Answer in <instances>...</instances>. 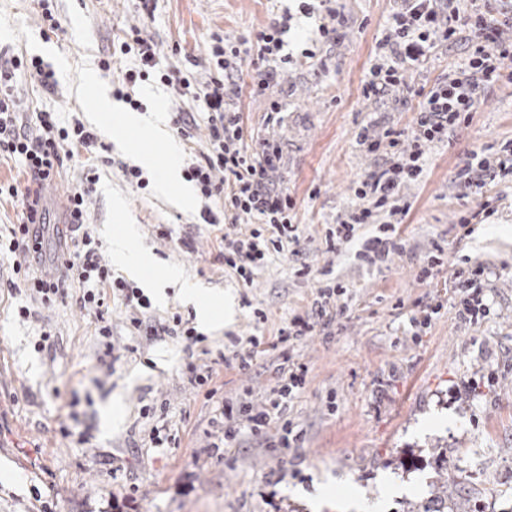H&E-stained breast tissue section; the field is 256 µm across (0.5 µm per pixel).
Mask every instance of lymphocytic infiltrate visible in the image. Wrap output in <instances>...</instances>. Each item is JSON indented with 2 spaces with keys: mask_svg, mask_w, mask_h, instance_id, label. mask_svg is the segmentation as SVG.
Listing matches in <instances>:
<instances>
[{
  "mask_svg": "<svg viewBox=\"0 0 512 512\" xmlns=\"http://www.w3.org/2000/svg\"><path fill=\"white\" fill-rule=\"evenodd\" d=\"M512 28V0H402L393 14L387 33L377 41L374 61L363 84L365 97H382L404 82L407 70L422 67L441 43L453 42L468 32L472 51L461 67L430 85L423 93L413 124L406 129H389L384 139L361 133L360 142L368 151H385L386 161L359 182L355 195L361 206L336 223L331 236L337 245L353 241L363 225L373 222L381 210L393 216H406L408 203L397 194L400 184L418 179L426 164L429 145L447 140L466 114L475 111L486 88L502 76L504 59L512 58V44L502 42L503 29ZM287 24L259 31L253 41L238 43L215 38L208 53V74L199 78L193 69L161 68L155 45L144 38V30L129 26L119 45L121 54L135 55L138 69L126 72L123 88H130L150 76L172 86L179 95L191 97L206 116L201 159L185 172L205 198L222 197L224 213L233 222L223 236L221 256L226 267L236 272L244 284H252L253 270L271 256L284 253L297 242L291 212L295 201L287 189L275 187L269 174L281 159V149L273 140H263L258 150L248 151L245 132L236 100L240 92L239 75L252 57L264 61L257 73V92L267 95L279 83L276 67L283 49ZM10 72L0 71V158L19 161L23 183L7 185L6 193L20 199L22 215L11 230L9 250L17 260L15 271H22L26 259H39L41 230L45 216L41 202L44 188L63 177L68 161L86 156L89 165L82 184L71 187L68 196L70 243L55 257V272L25 278L31 295L51 305L66 299L65 283L77 279L83 291L76 299L79 307L96 319L99 336L112 333L106 318L109 299H117L134 310L132 327L149 336L166 334L195 345L198 337L189 320L174 315L164 326L156 327L145 319L150 302L140 288L115 276L103 263L86 230L87 195L96 180V135L80 121L59 126L53 113H37L35 121L25 120L18 110L10 85ZM512 173V147L500 156L488 158L472 154L458 176L479 188L497 176ZM456 307L461 320L475 322L486 316L489 306L484 271L461 267L455 273ZM307 369L289 365L279 377L272 396L263 406L242 400L224 409V445L233 447L242 431L267 438L270 446L288 448L299 443L301 431L295 429L285 411L306 382Z\"/></svg>",
  "mask_w": 512,
  "mask_h": 512,
  "instance_id": "obj_1",
  "label": "lymphocytic infiltrate"
}]
</instances>
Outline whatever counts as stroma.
Wrapping results in <instances>:
<instances>
[{
	"label": "stroma",
	"mask_w": 512,
	"mask_h": 512,
	"mask_svg": "<svg viewBox=\"0 0 512 512\" xmlns=\"http://www.w3.org/2000/svg\"><path fill=\"white\" fill-rule=\"evenodd\" d=\"M149 18L138 19L131 0H49L60 23L45 33L36 0H0V65L15 55L51 65L57 87L47 90L23 71L11 85L25 112L54 113L60 125L79 119L106 147L99 179L88 197V231L104 260H111L108 231L136 225L132 248L151 249L160 264L209 292L232 296L236 315L217 330H204L202 345L187 348L175 336L137 335L130 311L111 304L110 338L98 336L93 315L79 308L82 291L72 281L66 300L46 307L26 292H0V512H337L315 510L318 488L342 498L359 487L378 493L381 477L403 486L382 512H409L432 500L447 479L452 499L487 512H512V174L480 192L464 186L458 170L474 152L495 153L512 143V81L493 85L476 112L428 148L422 176L399 194L411 204L397 226L400 250L381 266L361 265L354 246L335 252L327 233L355 209L358 180L382 164V155L359 145L361 129L381 136L411 125L420 94L469 56L467 36L437 47L428 64L408 71L405 85L381 98H365L362 85L375 47L399 0H337L338 40L319 44L317 56L301 52L316 37L299 0H152ZM290 17L286 65L274 98L254 95L257 67L246 64L239 107L245 141L281 148L272 181L296 201L292 222L298 242L254 271L244 285L219 257L225 224H206L204 210L223 216L219 198H197L185 209L159 199L153 186L139 189L122 168L136 156L120 149L93 121L80 95L88 73L114 93L125 73L138 68L133 55L114 53L129 25L143 23L162 64L205 60L213 35L253 37L273 21ZM180 54H171L172 46ZM111 58V72L99 61ZM139 113H195L192 141L170 135L181 168L200 158L204 114L190 98L159 80L138 83ZM281 110L269 119L271 100ZM85 176L70 162L62 181L42 193L48 225L40 261L50 269L63 240L68 190ZM124 203L115 212L114 199ZM495 212L471 235L458 221L485 199ZM187 238L191 248L178 239ZM445 251L437 282L418 271L434 245ZM313 275H301L304 266ZM482 267L490 312L478 323L461 321L450 287L456 266ZM330 271L347 287L313 336L288 354L259 353L248 372L225 366L219 355L231 339L273 338L294 317L311 314L318 271ZM444 307L420 342L412 320L435 300ZM29 318H20L19 307ZM268 319L257 322L255 309ZM49 346H41L42 332ZM111 357H104V350ZM306 365V383L289 403L287 417L303 436L299 446L266 447L242 432L222 448L224 406L240 398L260 404L269 397L285 361ZM212 370L214 396L197 386L187 362ZM336 409L328 411L327 398ZM165 442L153 446L151 429Z\"/></svg>",
	"instance_id": "1"
}]
</instances>
